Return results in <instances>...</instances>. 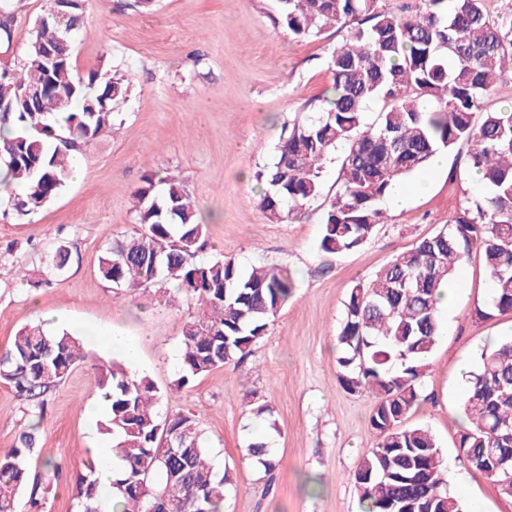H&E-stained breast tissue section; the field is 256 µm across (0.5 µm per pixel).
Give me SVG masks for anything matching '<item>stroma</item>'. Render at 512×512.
I'll use <instances>...</instances> for the list:
<instances>
[{
	"label": "stroma",
	"mask_w": 512,
	"mask_h": 512,
	"mask_svg": "<svg viewBox=\"0 0 512 512\" xmlns=\"http://www.w3.org/2000/svg\"><path fill=\"white\" fill-rule=\"evenodd\" d=\"M17 16L10 43H0V63L23 58L35 20L49 0H13ZM276 0H156L141 12L134 0H91L90 19L73 48L77 73L104 63L132 73L127 100L113 128L80 155L82 177H69L60 195L28 216L0 220V349L17 330L39 323V310L64 313L62 323L93 356L120 359L108 337L141 341L134 369L160 394V415H195L209 453L230 469L234 485L224 512H359L353 474L378 437L369 426L374 401L348 393L339 381L336 335L352 286L370 279L397 253L439 231L482 192L466 166L467 145L406 180L404 203L387 209V221L360 248L327 254L319 228L338 169L326 163L323 195L285 224L270 223L258 208L257 170L271 163L282 130L317 104L332 84L329 61L345 32L326 30L315 39L293 37L275 22ZM179 176L209 226L201 259L226 257L248 267L287 266L298 288L266 336L238 364L196 378L178 394L170 386L179 371L184 323L194 302H159L155 288L112 289L98 271L114 239L132 234V192L145 172ZM64 244L67 270L42 284L48 250ZM491 280L481 253H472L458 283L452 310L441 312L448 332L433 351L420 404L407 425H425L444 454L448 487L469 512H512V499L459 460L466 376L481 351L512 337V311L475 319ZM89 363L77 364L49 394L40 423L41 453L58 460L63 475L49 512H74L73 478L85 450L104 442L93 417L95 393ZM273 409L277 430L253 408ZM26 406L0 383V454L27 426ZM265 439L279 465L272 473L245 454Z\"/></svg>",
	"instance_id": "stroma-1"
}]
</instances>
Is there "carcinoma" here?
Instances as JSON below:
<instances>
[{
    "label": "carcinoma",
    "mask_w": 512,
    "mask_h": 512,
    "mask_svg": "<svg viewBox=\"0 0 512 512\" xmlns=\"http://www.w3.org/2000/svg\"><path fill=\"white\" fill-rule=\"evenodd\" d=\"M88 0L68 6L70 34L36 20L25 57L0 66L1 210L29 215L51 203L71 174L74 157L112 128L114 108L126 100L127 75L99 64L73 73V46L82 32ZM278 22L297 38L330 27L348 28L330 61L329 95L297 116L275 147L273 161L257 172L259 208L283 224L322 196V169L339 166L337 190L320 224L319 250L334 254L365 244L385 223L381 203L392 186L426 168L432 158L470 145L467 165L486 189L439 232L419 239L349 291L336 335L339 380L352 394L374 400L369 424L379 441L354 471L360 503L368 512H468L448 488L447 469L434 435L406 426L421 400V379L444 333L436 306L451 288L469 252L479 249L494 300L475 315L490 319L512 311V108L481 112L496 78L512 73V17H494L488 0H425L413 13L378 7L379 0H276ZM14 10L0 2V41H10ZM31 87L41 89L28 97ZM384 105L374 121L368 109ZM139 232L116 239L99 260L112 287L136 291L158 283L196 302L198 314L182 330L181 367L174 381H190L235 360L267 335L297 288L295 275L278 265L241 268L234 260H196L208 225L174 174L145 175L132 193ZM69 260L60 244L47 255L44 283ZM83 344L66 329L42 324L21 328L0 350V382L14 389L31 417L42 418L46 396L85 359ZM94 389L110 401L99 422L123 462L110 498L121 512H220L233 485L213 464L198 421L189 414L159 420L154 383L114 362L98 367ZM470 427L459 434L458 457L471 471L512 498V339L481 352L468 372L462 406ZM38 423L20 433L0 456V512H48L62 465L38 453ZM247 456L264 471L276 466L262 441ZM95 463L72 484L77 512H100L104 488Z\"/></svg>",
    "instance_id": "cac0c4a2"
}]
</instances>
